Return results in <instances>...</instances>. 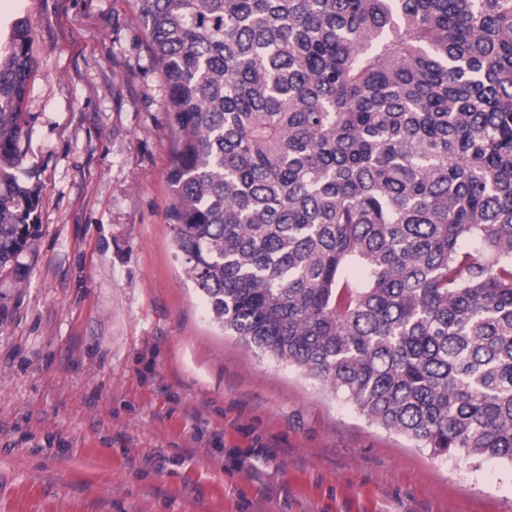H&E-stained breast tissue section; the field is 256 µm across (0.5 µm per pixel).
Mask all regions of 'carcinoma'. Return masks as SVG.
<instances>
[{
	"mask_svg": "<svg viewBox=\"0 0 512 512\" xmlns=\"http://www.w3.org/2000/svg\"><path fill=\"white\" fill-rule=\"evenodd\" d=\"M211 318L437 456L512 465V0H137ZM30 26L0 55V269Z\"/></svg>",
	"mask_w": 512,
	"mask_h": 512,
	"instance_id": "cac0c4a2",
	"label": "carcinoma"
}]
</instances>
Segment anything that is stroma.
Segmentation results:
<instances>
[{
	"instance_id": "stroma-1",
	"label": "stroma",
	"mask_w": 512,
	"mask_h": 512,
	"mask_svg": "<svg viewBox=\"0 0 512 512\" xmlns=\"http://www.w3.org/2000/svg\"><path fill=\"white\" fill-rule=\"evenodd\" d=\"M31 24L37 228L0 271V512H512V466L435 456L244 346L176 259V135L136 0Z\"/></svg>"
}]
</instances>
